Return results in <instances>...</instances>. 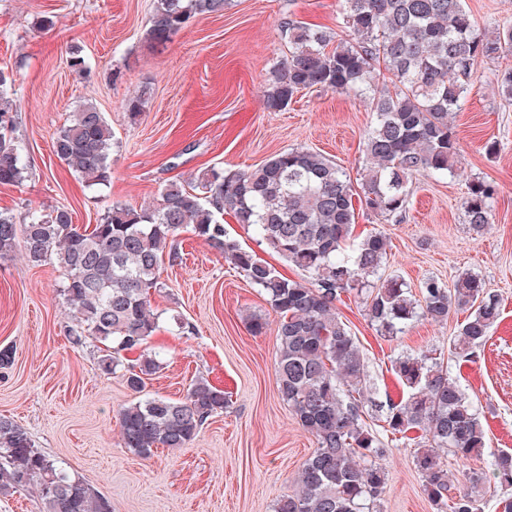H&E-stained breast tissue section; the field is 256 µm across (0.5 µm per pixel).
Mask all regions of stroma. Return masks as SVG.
Wrapping results in <instances>:
<instances>
[{
	"mask_svg": "<svg viewBox=\"0 0 512 512\" xmlns=\"http://www.w3.org/2000/svg\"><path fill=\"white\" fill-rule=\"evenodd\" d=\"M154 0H0V71L12 80L14 137L27 166L16 185H0V210L24 220L34 209L67 208L79 227L99 223L119 202L157 205L172 181L191 183L204 168L246 170L276 152L302 147L336 161L360 182L363 139L374 116L351 93L314 88L282 110L268 108L270 73L288 56L284 22L338 30L340 0H228L223 15L200 14L164 45L148 36ZM51 28H41L42 18ZM79 49L87 72L70 65ZM504 60H482L453 121L460 144L454 177L418 176L402 221L363 213L357 232L388 239L385 271L411 288L436 278L453 286L472 272L500 297V318L472 355L450 354L463 312L446 322H411L404 335L381 336L363 304L342 295L337 310L363 351L370 382L364 420L379 429L389 403L406 393L392 366L406 354L441 359L478 409L487 454L512 451V105L496 74ZM144 94L138 116L125 102ZM92 103L112 128L108 187L87 186L55 155L53 138L75 109ZM498 144L496 154L484 145ZM492 183L493 222L482 233L464 221L462 202L473 178ZM176 261L160 269L153 307L165 324L150 339L160 368L150 394L182 399L199 377L224 390L229 405L184 448H158L149 458L125 448L117 412L132 392L122 374H103L95 342L73 344L75 322L60 295L57 264L29 263L22 253L0 260V416L23 427L36 447L98 491L112 512H274L290 492L316 441L276 391L277 314L265 296L191 231L179 236ZM261 316L264 333L249 330ZM189 322L188 332L172 327ZM419 430L385 442L388 474L379 512H434L413 456Z\"/></svg>",
	"mask_w": 512,
	"mask_h": 512,
	"instance_id": "1",
	"label": "stroma"
}]
</instances>
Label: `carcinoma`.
<instances>
[{"mask_svg": "<svg viewBox=\"0 0 512 512\" xmlns=\"http://www.w3.org/2000/svg\"><path fill=\"white\" fill-rule=\"evenodd\" d=\"M228 0H157L149 20L151 39L165 42L195 14L222 15ZM349 38L290 20L288 59L266 90L279 110L295 93L318 87L354 93L366 100L375 120L363 141L366 175L354 186L334 160L289 148L262 165L239 171L211 168L198 174L203 193L168 184L155 207L139 210L116 203L92 228L83 230L71 213H28L18 224L0 212V258L23 249L33 264L52 257L64 275L62 295L76 321L70 339L92 337L103 345L100 366L109 375L123 365L122 352H139L125 366L136 398L118 410L124 447L149 457L156 448H184L201 427L224 409V391L199 378L184 399L144 392L146 377L160 367L148 339L160 329L152 296L163 288L158 271L175 258L180 232L193 234L243 273L268 298L276 324V390L317 444L303 463L296 487L275 512H376L387 473L376 464L380 441L363 421L370 378L363 352L336 311L344 293H355L381 335L396 338L419 315L444 322L453 310L467 312L450 352L469 356L500 317V302L481 278L461 275L449 289L426 279L414 296L396 278L379 272L388 240L381 232L354 234L359 202L385 219L406 217L410 187L419 174L455 175L459 148L451 128L465 103L474 67L482 58L512 55V27L488 34L478 27L465 0H343ZM501 96L512 101V65L499 71ZM11 83L0 73V184H18L26 164L13 137ZM112 129L96 106L85 104L53 141L56 156L91 187L111 181ZM493 185L473 179L463 203L465 223L477 232L492 224ZM253 229L267 247L308 274L282 276L245 250L224 229V215ZM393 371L408 397L389 406L384 431L405 438L423 432L426 444L413 456L422 493L436 512H481L468 490L449 496L452 479L439 451L479 457L487 445L479 413L443 366L429 355H402ZM486 484L512 486V452L488 462ZM35 487L45 512H112L110 501L36 448L28 433L0 417V487Z\"/></svg>", "mask_w": 512, "mask_h": 512, "instance_id": "obj_1", "label": "carcinoma"}]
</instances>
